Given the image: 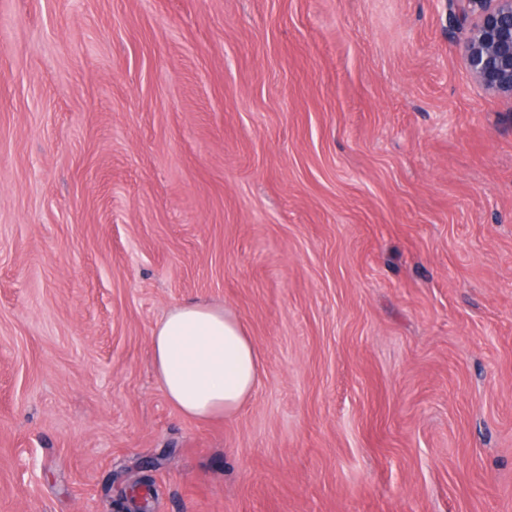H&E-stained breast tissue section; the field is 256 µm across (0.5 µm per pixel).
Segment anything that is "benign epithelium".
<instances>
[{
  "instance_id": "1",
  "label": "benign epithelium",
  "mask_w": 512,
  "mask_h": 512,
  "mask_svg": "<svg viewBox=\"0 0 512 512\" xmlns=\"http://www.w3.org/2000/svg\"><path fill=\"white\" fill-rule=\"evenodd\" d=\"M466 25L458 53L484 90L512 98V0H455Z\"/></svg>"
}]
</instances>
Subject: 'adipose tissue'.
Masks as SVG:
<instances>
[{
  "mask_svg": "<svg viewBox=\"0 0 512 512\" xmlns=\"http://www.w3.org/2000/svg\"><path fill=\"white\" fill-rule=\"evenodd\" d=\"M151 346L166 398L193 419L234 414L262 381L245 326L221 306L186 301L173 307L156 325Z\"/></svg>",
  "mask_w": 512,
  "mask_h": 512,
  "instance_id": "adipose-tissue-1",
  "label": "adipose tissue"
}]
</instances>
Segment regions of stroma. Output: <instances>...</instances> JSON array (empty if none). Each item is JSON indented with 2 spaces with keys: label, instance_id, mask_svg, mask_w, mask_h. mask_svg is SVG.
<instances>
[{
  "label": "stroma",
  "instance_id": "1",
  "mask_svg": "<svg viewBox=\"0 0 512 512\" xmlns=\"http://www.w3.org/2000/svg\"><path fill=\"white\" fill-rule=\"evenodd\" d=\"M449 0H0V512H512V99ZM264 366L174 409L151 336ZM157 381L170 404L197 420L237 412L262 381L247 329L224 306L185 301L151 336Z\"/></svg>",
  "mask_w": 512,
  "mask_h": 512
}]
</instances>
